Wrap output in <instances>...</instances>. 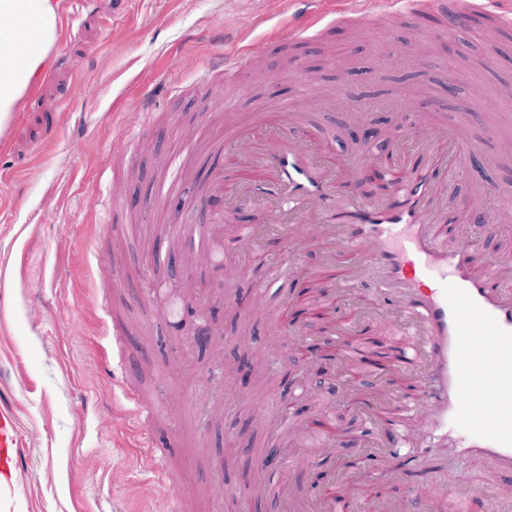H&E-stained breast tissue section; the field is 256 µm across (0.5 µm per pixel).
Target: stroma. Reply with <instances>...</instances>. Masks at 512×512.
<instances>
[{
  "mask_svg": "<svg viewBox=\"0 0 512 512\" xmlns=\"http://www.w3.org/2000/svg\"><path fill=\"white\" fill-rule=\"evenodd\" d=\"M346 0H320L334 25L290 42L297 21L285 0H59L64 28L48 77L30 90L0 135V267L14 309L0 334V396L13 403L25 461L14 473L37 512H290L312 470L335 473L357 512H382L423 487L428 512H448V495L512 500V472L487 458L458 456L454 440L427 456L415 419L403 423L411 452L393 457L374 422L342 421L344 437L376 445L360 479L347 474L348 449L307 447L304 435L270 429L283 376L314 372L295 352L297 334L277 327L281 287L260 288L265 269L248 249L205 258L186 231L162 229L171 201L147 211L163 160L186 153L190 174L215 165L226 129L256 127L259 108L306 110L337 155L364 159L363 115L343 119L347 93L375 104L376 140L387 130L421 128L448 83L469 93V134L480 170L448 189V214L484 191L491 207L512 204V25L482 20L450 39L444 13L403 14L359 28L343 18ZM252 40L259 47L250 53ZM418 45L420 63L394 55ZM232 58L234 81L207 78L216 54ZM197 283L194 304L180 296L172 258ZM217 335L190 343L200 317ZM121 322L125 359L112 351ZM154 406L144 440L128 397ZM253 443L250 480L226 466L230 450ZM287 447L265 464L262 449ZM164 456L179 483H154Z\"/></svg>",
  "mask_w": 512,
  "mask_h": 512,
  "instance_id": "obj_1",
  "label": "stroma"
}]
</instances>
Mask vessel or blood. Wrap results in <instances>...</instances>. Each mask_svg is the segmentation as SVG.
Here are the masks:
<instances>
[{"mask_svg": "<svg viewBox=\"0 0 512 512\" xmlns=\"http://www.w3.org/2000/svg\"><path fill=\"white\" fill-rule=\"evenodd\" d=\"M261 126L266 137L259 143L242 129L226 135L224 166L212 173L195 204L205 206L208 195L222 192L228 211L251 205L266 222L279 225L288 250L268 262L267 270L277 279H298L300 289L277 321L296 326L302 310L309 321L344 336L329 358L343 367L344 386H359L364 379L357 365L370 345L352 337L356 313L341 320L333 313L337 300L370 287L374 301L403 324L397 338L401 362L424 374L429 409L421 427L455 433L463 454L480 453L512 467V282L503 278L496 255L479 267L469 259L478 238L512 224V209L488 213L454 248L440 244L448 215L442 185L461 175L473 150L467 121L426 123L415 132L419 145L410 153L402 150V134L392 133L391 152L371 167L383 182L372 198L356 190L364 177L360 163L339 162L332 142L315 125L283 108L265 107ZM185 170V157L173 155L160 196L183 189ZM299 224L315 225V235L295 234ZM318 236L338 243V272L317 276L300 270V256ZM372 269L380 277L366 279ZM313 287L325 299L316 308L306 304ZM418 404L417 395L403 393L396 411L381 416L394 432L392 446L403 441L394 431L400 415ZM22 455L19 421L0 397V512H30L13 484Z\"/></svg>", "mask_w": 512, "mask_h": 512, "instance_id": "b4317fda", "label": "vessel or blood"}]
</instances>
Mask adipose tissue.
<instances>
[{
    "instance_id": "1",
    "label": "adipose tissue",
    "mask_w": 512,
    "mask_h": 512,
    "mask_svg": "<svg viewBox=\"0 0 512 512\" xmlns=\"http://www.w3.org/2000/svg\"><path fill=\"white\" fill-rule=\"evenodd\" d=\"M60 29L59 0H0V117L46 77Z\"/></svg>"
}]
</instances>
